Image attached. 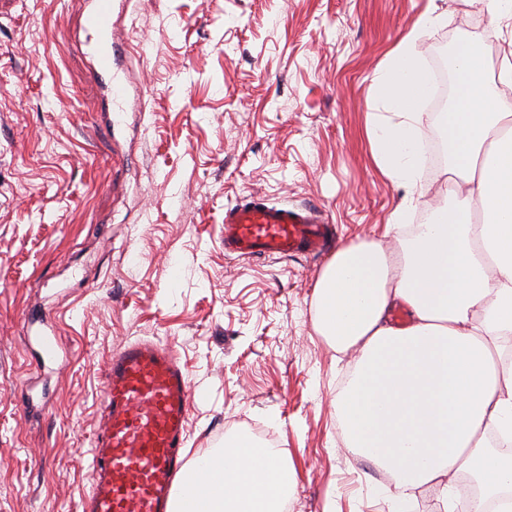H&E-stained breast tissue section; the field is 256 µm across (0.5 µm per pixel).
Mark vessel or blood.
Segmentation results:
<instances>
[{
    "label": "vessel or blood",
    "mask_w": 512,
    "mask_h": 512,
    "mask_svg": "<svg viewBox=\"0 0 512 512\" xmlns=\"http://www.w3.org/2000/svg\"><path fill=\"white\" fill-rule=\"evenodd\" d=\"M115 6V0H86L81 23L111 103L125 95L113 80ZM223 233L225 253L255 258L317 255L331 241L316 211L254 199L225 208ZM190 408L189 375L173 346L137 341L112 353L83 512H174L186 489Z\"/></svg>",
    "instance_id": "vessel-or-blood-1"
}]
</instances>
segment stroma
I'll return each instance as SVG.
<instances>
[{
  "label": "stroma",
  "mask_w": 512,
  "mask_h": 512,
  "mask_svg": "<svg viewBox=\"0 0 512 512\" xmlns=\"http://www.w3.org/2000/svg\"><path fill=\"white\" fill-rule=\"evenodd\" d=\"M436 3L422 59L512 53L478 0H125L117 69L101 87L78 41L82 0H0V512H80L111 353L173 344L192 391L188 452L271 439L295 483L288 512H390L392 484L353 462L333 401L354 356L313 326L328 256L224 252V208L249 195L314 207L336 245L398 244L450 201L445 160L411 195L376 168L373 80ZM49 320L34 366L20 325Z\"/></svg>",
  "instance_id": "35a3bbf8"
}]
</instances>
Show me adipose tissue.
Returning a JSON list of instances; mask_svg holds the SVG:
<instances>
[{
  "mask_svg": "<svg viewBox=\"0 0 512 512\" xmlns=\"http://www.w3.org/2000/svg\"><path fill=\"white\" fill-rule=\"evenodd\" d=\"M437 20L421 14L390 51L373 91L385 112L368 127L379 172L416 188L423 136L420 101L432 78L417 41ZM458 89L441 115L448 143L451 205L416 225L397 250L377 242L337 249L317 280L314 323L343 352L358 353L334 401L348 451L393 478L398 504L429 483L449 487L472 471L495 496L512 489V453L494 450L496 431L512 443V365H498L512 335V63L497 78L472 46L455 56ZM406 326L390 321L396 307ZM240 442L194 458L197 494L178 512H241L257 491L239 470Z\"/></svg>",
  "mask_w": 512,
  "mask_h": 512,
  "instance_id": "obj_1",
  "label": "adipose tissue"
}]
</instances>
